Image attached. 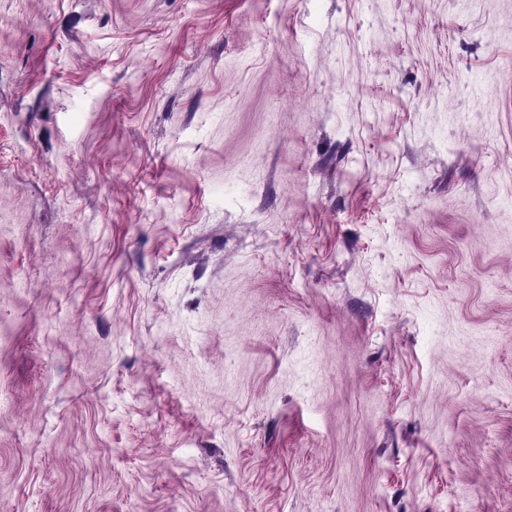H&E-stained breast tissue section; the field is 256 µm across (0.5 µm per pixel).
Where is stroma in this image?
<instances>
[{"label": "stroma", "instance_id": "obj_1", "mask_svg": "<svg viewBox=\"0 0 512 512\" xmlns=\"http://www.w3.org/2000/svg\"><path fill=\"white\" fill-rule=\"evenodd\" d=\"M512 0H0V512H512Z\"/></svg>", "mask_w": 512, "mask_h": 512}]
</instances>
